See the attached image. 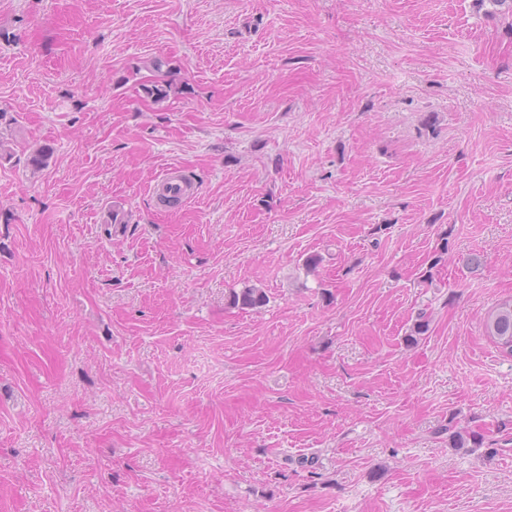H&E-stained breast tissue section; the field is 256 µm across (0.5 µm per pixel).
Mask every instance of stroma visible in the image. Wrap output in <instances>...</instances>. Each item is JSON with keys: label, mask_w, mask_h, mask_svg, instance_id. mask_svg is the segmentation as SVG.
Wrapping results in <instances>:
<instances>
[{"label": "stroma", "mask_w": 512, "mask_h": 512, "mask_svg": "<svg viewBox=\"0 0 512 512\" xmlns=\"http://www.w3.org/2000/svg\"><path fill=\"white\" fill-rule=\"evenodd\" d=\"M0 139V512H512L511 12L0 0ZM162 188H164L167 195L180 196L182 202L189 200L195 195L194 184L183 174H181V170L176 167L167 169L163 178L159 180L154 186L155 198L161 205L163 204L160 201L158 192ZM230 301L233 306L242 310L256 309L266 304L267 294L262 288L247 287L232 293ZM485 329L498 348L512 354V299L498 304L487 317Z\"/></svg>", "instance_id": "stroma-1"}]
</instances>
